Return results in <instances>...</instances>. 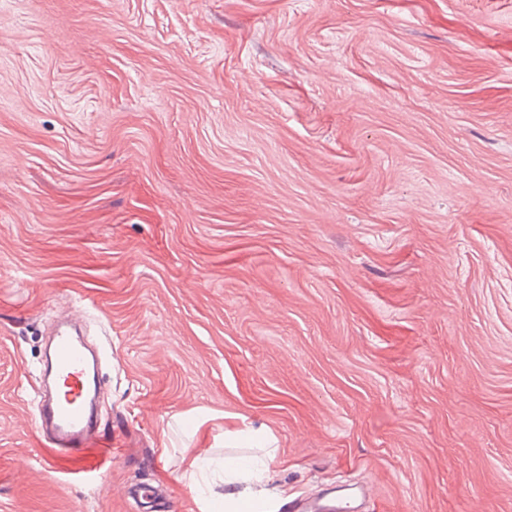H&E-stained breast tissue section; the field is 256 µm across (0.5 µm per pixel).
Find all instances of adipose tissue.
<instances>
[{
  "instance_id": "ef3b65f1",
  "label": "adipose tissue",
  "mask_w": 512,
  "mask_h": 512,
  "mask_svg": "<svg viewBox=\"0 0 512 512\" xmlns=\"http://www.w3.org/2000/svg\"><path fill=\"white\" fill-rule=\"evenodd\" d=\"M228 447L249 448L246 456L225 458L223 473L227 490L224 494V512H246L254 506L257 488L274 482L272 464L276 457L274 439L265 426L246 427L225 436Z\"/></svg>"
}]
</instances>
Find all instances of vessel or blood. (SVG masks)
<instances>
[{
	"mask_svg": "<svg viewBox=\"0 0 512 512\" xmlns=\"http://www.w3.org/2000/svg\"><path fill=\"white\" fill-rule=\"evenodd\" d=\"M80 325L69 322L57 331L45 370L55 374L62 389H40L37 416L49 450L44 462L55 468L67 464L71 474L97 473L112 449L94 423L98 354L88 353L79 339Z\"/></svg>",
	"mask_w": 512,
	"mask_h": 512,
	"instance_id": "vessel-or-blood-1",
	"label": "vessel or blood"
}]
</instances>
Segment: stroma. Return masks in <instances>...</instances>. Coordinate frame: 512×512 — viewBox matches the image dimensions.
<instances>
[{"mask_svg":"<svg viewBox=\"0 0 512 512\" xmlns=\"http://www.w3.org/2000/svg\"><path fill=\"white\" fill-rule=\"evenodd\" d=\"M80 317L90 483L32 406ZM247 425L277 512H512V0H0V512H201ZM195 467L197 473H191L188 478L191 481V487L194 489L196 494L204 501H209L212 497L209 479L219 477L221 478L220 472L218 470H213L211 473H207L211 465V459L207 456H196L191 464Z\"/></svg>","mask_w":512,"mask_h":512,"instance_id":"1","label":"stroma"}]
</instances>
